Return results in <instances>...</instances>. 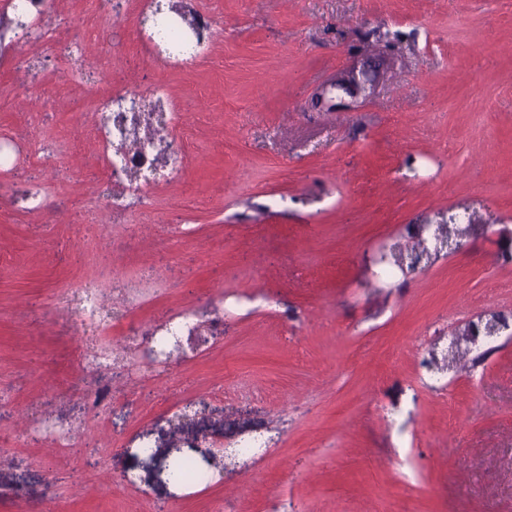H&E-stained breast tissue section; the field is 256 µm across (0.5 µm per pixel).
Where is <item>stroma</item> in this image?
<instances>
[{
	"instance_id": "obj_1",
	"label": "stroma",
	"mask_w": 512,
	"mask_h": 512,
	"mask_svg": "<svg viewBox=\"0 0 512 512\" xmlns=\"http://www.w3.org/2000/svg\"><path fill=\"white\" fill-rule=\"evenodd\" d=\"M152 3L56 0L51 41L0 48V149L39 129L52 154L0 173V512H512V338L445 358L512 320V0H196L214 34L187 62L141 49ZM159 85L186 155L112 216L94 102ZM464 216L484 233L382 277L380 244ZM90 280L115 365L57 302ZM189 455L208 482L173 478Z\"/></svg>"
}]
</instances>
